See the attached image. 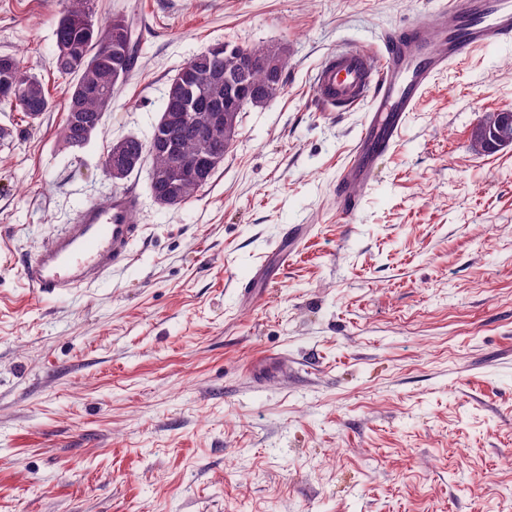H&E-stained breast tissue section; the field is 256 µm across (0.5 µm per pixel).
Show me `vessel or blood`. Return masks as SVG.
Instances as JSON below:
<instances>
[{"mask_svg": "<svg viewBox=\"0 0 512 512\" xmlns=\"http://www.w3.org/2000/svg\"><path fill=\"white\" fill-rule=\"evenodd\" d=\"M512 45V0H439L430 24L386 32L379 49L353 47L327 54L313 77L314 98L326 112L367 108V120L337 178L336 214L350 222L359 201L349 186L369 185L375 163L402 136L434 80L473 52ZM139 194L120 189L80 207L24 268L42 295L86 287L91 275H109L132 260L141 228L133 217Z\"/></svg>", "mask_w": 512, "mask_h": 512, "instance_id": "vessel-or-blood-1", "label": "vessel or blood"}]
</instances>
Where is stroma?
<instances>
[{
	"label": "stroma",
	"mask_w": 512,
	"mask_h": 512,
	"mask_svg": "<svg viewBox=\"0 0 512 512\" xmlns=\"http://www.w3.org/2000/svg\"><path fill=\"white\" fill-rule=\"evenodd\" d=\"M63 6L0 0V54L54 102L36 124L0 111V512H512V147L471 143L512 109V46L436 79L342 224L336 177L367 112L322 111L314 71L436 0H92L95 20L130 21L138 60L80 149L53 68ZM217 42L286 47L283 92L241 113L187 204L126 179L127 266L37 294L23 267L112 191L109 144L149 138L170 78Z\"/></svg>",
	"instance_id": "obj_1"
}]
</instances>
